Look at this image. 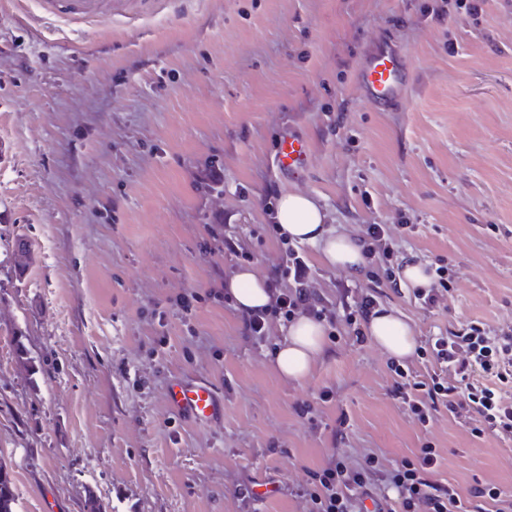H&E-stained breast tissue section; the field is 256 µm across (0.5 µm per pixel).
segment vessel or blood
<instances>
[{
  "instance_id": "b4317fda",
  "label": "vessel or blood",
  "mask_w": 512,
  "mask_h": 512,
  "mask_svg": "<svg viewBox=\"0 0 512 512\" xmlns=\"http://www.w3.org/2000/svg\"><path fill=\"white\" fill-rule=\"evenodd\" d=\"M410 65L404 54L389 50L371 52L358 72V82L365 100L376 107H386L400 101L403 77ZM306 143L295 136L281 141L277 160L281 168L294 171L308 162ZM169 401L173 407L197 422H209L222 413L221 402L215 390L206 383H173L169 389Z\"/></svg>"
}]
</instances>
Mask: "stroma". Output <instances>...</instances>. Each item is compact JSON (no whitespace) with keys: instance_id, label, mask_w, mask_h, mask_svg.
Here are the masks:
<instances>
[{"instance_id":"35a3bbf8","label":"stroma","mask_w":512,"mask_h":512,"mask_svg":"<svg viewBox=\"0 0 512 512\" xmlns=\"http://www.w3.org/2000/svg\"><path fill=\"white\" fill-rule=\"evenodd\" d=\"M0 8V460L17 512H305L308 470L375 454L392 466L431 442V478L512 494V441L441 418L421 429L392 399L390 356L338 326L309 377L284 381L242 334L223 287L235 236L268 271L265 205L313 197L328 229L411 224L403 256L442 259L444 305L383 291L417 341L478 320L512 325V0L478 17L455 0H112L65 21L37 0ZM410 59L402 107L367 103L356 71L378 43ZM307 140L304 170L274 157ZM24 240L30 264L14 268ZM306 254L319 289L366 278ZM195 294L192 313L178 300ZM224 404L193 422L174 381ZM331 400L319 402L322 391ZM315 403V421L294 405ZM262 484L243 507L237 492Z\"/></svg>"}]
</instances>
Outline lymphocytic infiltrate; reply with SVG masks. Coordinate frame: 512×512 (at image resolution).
Instances as JSON below:
<instances>
[{
	"label": "lymphocytic infiltrate",
	"mask_w": 512,
	"mask_h": 512,
	"mask_svg": "<svg viewBox=\"0 0 512 512\" xmlns=\"http://www.w3.org/2000/svg\"><path fill=\"white\" fill-rule=\"evenodd\" d=\"M363 273L372 289L354 303L336 307L316 286L315 271L304 250L288 240L280 242V257L269 270L271 292L267 310L242 314L247 336L265 342L273 321L289 324L308 316L329 329L345 324L354 342L365 340L363 328L380 305L381 288L397 285L398 267L391 262L399 240L386 224H369L363 231ZM419 359L431 362L426 373L392 363L393 399L401 402L420 427H428L440 412L474 422L476 435L512 439V329L487 331L470 322L448 336L425 340ZM439 454L423 443L410 457L387 467L377 456L364 454L356 462L337 458L309 471L301 496L307 512H466V504L497 505L512 512V500L493 484L475 483L465 489L434 484L429 474Z\"/></svg>",
	"instance_id": "obj_1"
}]
</instances>
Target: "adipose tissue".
I'll return each mask as SVG.
<instances>
[{"label": "adipose tissue", "instance_id": "obj_1", "mask_svg": "<svg viewBox=\"0 0 512 512\" xmlns=\"http://www.w3.org/2000/svg\"><path fill=\"white\" fill-rule=\"evenodd\" d=\"M324 219L325 214L317 202L301 192L282 193L274 210V220L289 240L316 246L329 265L351 271L363 265L364 258L355 238L332 233ZM225 287L238 310L256 312L269 302L264 279L254 269L246 267L236 271ZM368 333L397 360L409 357L416 348L411 326L390 310L380 311L370 319ZM325 344L323 325L311 318L299 317L289 325L287 335L273 351L271 364L284 379H304L316 360L323 356Z\"/></svg>", "mask_w": 512, "mask_h": 512}]
</instances>
